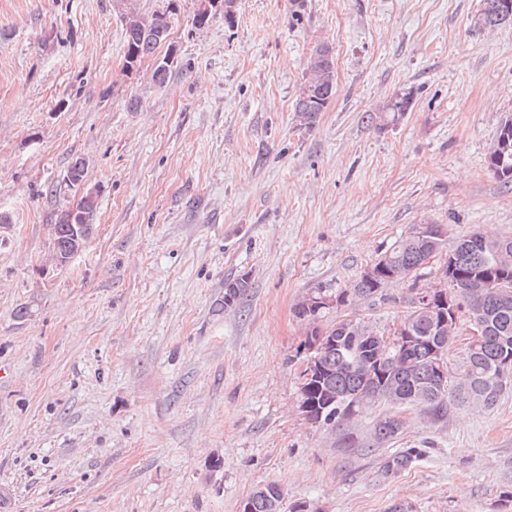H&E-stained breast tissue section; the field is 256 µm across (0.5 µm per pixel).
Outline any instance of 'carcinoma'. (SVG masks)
Masks as SVG:
<instances>
[{
  "instance_id": "obj_1",
  "label": "carcinoma",
  "mask_w": 512,
  "mask_h": 512,
  "mask_svg": "<svg viewBox=\"0 0 512 512\" xmlns=\"http://www.w3.org/2000/svg\"><path fill=\"white\" fill-rule=\"evenodd\" d=\"M497 0H482L476 25L482 28L512 27V16L494 19ZM173 3L166 10L147 19L130 13L124 16L125 54L130 66L154 55L169 36ZM172 52L156 62L152 81L158 87L166 84L174 61L167 60ZM309 77L293 105V111L307 128L323 111L336 93L335 58L333 48L321 45L309 57ZM412 96L406 93L390 101L385 111L396 121L409 109ZM499 132L496 144L488 157V168L503 184H512V131L507 140ZM98 206L97 194H86L82 219L72 218L69 209L62 210L53 224V237L58 251H71L72 223L88 224ZM441 225L427 224L419 235H408L397 240L380 259L372 264V274L359 277L353 284L341 289L348 295L347 304L336 309L333 336L336 345L326 349L321 357L318 379L307 383L306 401L312 406L310 420L319 422L323 409L335 413V425L349 421L363 409L376 403L413 404L422 408L434 421L448 417L452 406L493 408L501 395L512 387V237L492 239L472 233L457 241L453 250L445 253L443 279L448 289L466 299L465 310L458 323L444 330L439 320L423 313L415 306L422 290L416 289L409 299L408 317L413 319L415 340L407 345L386 347L371 326L359 324L363 318L351 312L360 300L384 297L385 288L392 283L387 271L400 268L404 274L415 276L427 265L432 250L442 252ZM248 291L243 279L224 283V307L239 305ZM482 322V336L467 344L466 354L456 368L453 381L448 382L430 365L431 350L440 346L445 336H460L471 320ZM356 358L371 361L362 370L352 362ZM336 398L328 404L327 396ZM400 421L393 415L378 419L373 427L372 445L382 446L400 434ZM421 457L418 448H403L385 457L380 465L385 477L395 476L408 469ZM285 494L276 482L265 484V491L251 493L242 503L241 512H274L277 498Z\"/></svg>"
}]
</instances>
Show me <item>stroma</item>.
I'll list each match as a JSON object with an SVG mask.
<instances>
[{
  "label": "stroma",
  "instance_id": "35a3bbf8",
  "mask_svg": "<svg viewBox=\"0 0 512 512\" xmlns=\"http://www.w3.org/2000/svg\"><path fill=\"white\" fill-rule=\"evenodd\" d=\"M170 2L178 63L158 87L154 59L123 73L122 18ZM200 4L0 0V512H239L267 482L282 512H503L512 389L441 422L375 404L339 447L299 409L294 310L414 225H443L449 250L512 237V186L488 169L512 28H478L481 0H303L298 22L293 0H237L233 25L219 9L197 28ZM323 43L336 94L306 128L293 104ZM76 157L98 208L58 267L49 227L80 200ZM241 277L247 298L221 307ZM438 277L428 264L357 312L388 331ZM388 414L402 432L373 447ZM403 448L423 454L382 477Z\"/></svg>",
  "mask_w": 512,
  "mask_h": 512
}]
</instances>
